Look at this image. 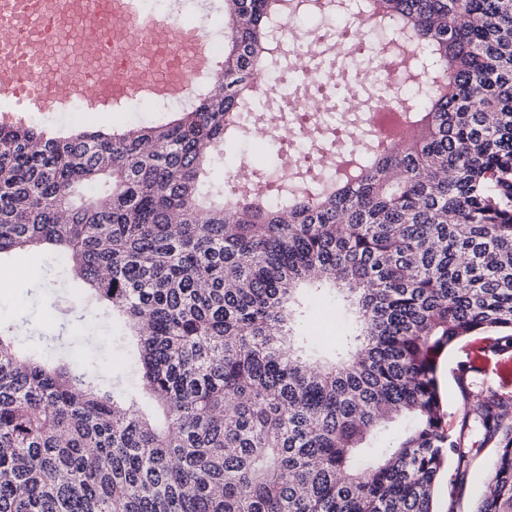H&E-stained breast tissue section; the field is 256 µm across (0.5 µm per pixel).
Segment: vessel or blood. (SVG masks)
Listing matches in <instances>:
<instances>
[{
  "label": "vessel or blood",
  "instance_id": "vessel-or-blood-1",
  "mask_svg": "<svg viewBox=\"0 0 512 512\" xmlns=\"http://www.w3.org/2000/svg\"><path fill=\"white\" fill-rule=\"evenodd\" d=\"M0 100L12 111L54 103V88L80 83L86 111L109 112L134 98L181 100L193 77L210 73L216 57L203 28L163 14H148L143 0H0ZM91 45L48 70L60 36ZM171 62L153 66L159 53Z\"/></svg>",
  "mask_w": 512,
  "mask_h": 512
}]
</instances>
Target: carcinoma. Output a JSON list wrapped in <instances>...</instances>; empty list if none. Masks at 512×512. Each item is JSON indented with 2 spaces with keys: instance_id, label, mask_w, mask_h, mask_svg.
Segmentation results:
<instances>
[{
  "instance_id": "carcinoma-1",
  "label": "carcinoma",
  "mask_w": 512,
  "mask_h": 512,
  "mask_svg": "<svg viewBox=\"0 0 512 512\" xmlns=\"http://www.w3.org/2000/svg\"><path fill=\"white\" fill-rule=\"evenodd\" d=\"M374 2L383 55L333 49L321 76L410 56L416 81L362 90L370 111L416 99L414 122L378 156L372 118L341 113L353 179L303 172L278 204L262 170L231 194L208 171L288 132L283 90L255 78L311 43L275 28L271 0H224V60L172 122L66 137L0 123V260L59 248L86 285L78 319L123 322L139 362L136 382L104 388L0 326V512H437L445 476L454 512L472 414L497 449L474 512H512V396L468 403L451 431L440 382L468 336L512 352V0ZM375 28L359 19L357 40ZM302 134L330 144L322 114ZM304 284L339 293L329 357L305 331Z\"/></svg>"
}]
</instances>
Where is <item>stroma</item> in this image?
Returning a JSON list of instances; mask_svg holds the SVG:
<instances>
[{"mask_svg": "<svg viewBox=\"0 0 512 512\" xmlns=\"http://www.w3.org/2000/svg\"><path fill=\"white\" fill-rule=\"evenodd\" d=\"M208 8H201L199 0H164L162 12L174 19L201 26L215 40L224 38V0H208ZM174 117L173 110L163 112H84L72 115L66 112L27 114L26 122L56 136H67L78 130L120 132L132 127L165 123ZM0 270L9 271L6 281H0V322L13 325L15 333L25 346L38 354L65 349L81 357L84 364L97 368L103 384H111L118 377H130V360L124 348V332L120 322L99 323L96 329L77 321L73 316L81 283L70 277L60 278L56 252L41 247L19 252L16 259L0 261ZM482 340L468 337L445 355L442 362V391L448 410V425L457 428L464 405L457 378L462 364L474 363L473 394L492 389L501 394L512 393V355L482 353ZM469 446L472 461L464 484L455 498L440 494L436 508L447 512H473L482 497L488 476L496 459L493 445L484 443L478 430H471Z\"/></svg>", "mask_w": 512, "mask_h": 512, "instance_id": "stroma-1", "label": "stroma"}]
</instances>
